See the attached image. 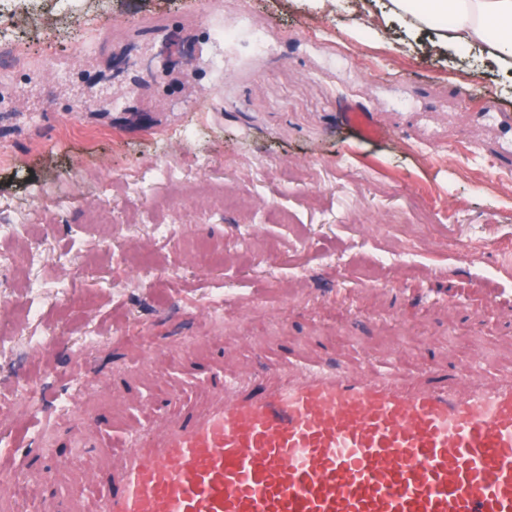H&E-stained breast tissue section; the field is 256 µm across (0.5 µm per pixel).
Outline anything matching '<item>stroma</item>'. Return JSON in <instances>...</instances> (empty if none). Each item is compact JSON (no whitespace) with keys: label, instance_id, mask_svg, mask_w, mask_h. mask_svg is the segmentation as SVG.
<instances>
[{"label":"stroma","instance_id":"1","mask_svg":"<svg viewBox=\"0 0 512 512\" xmlns=\"http://www.w3.org/2000/svg\"><path fill=\"white\" fill-rule=\"evenodd\" d=\"M356 2L222 0L225 42L195 0H0L29 17L0 25L29 59L0 72V475L50 476L0 512H88L163 387L201 405L228 364L512 373V69L406 19L367 40L389 0ZM169 37L193 60L150 81ZM347 103L391 138L351 139ZM78 356L111 389L68 419Z\"/></svg>","mask_w":512,"mask_h":512}]
</instances>
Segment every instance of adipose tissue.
<instances>
[{"mask_svg": "<svg viewBox=\"0 0 512 512\" xmlns=\"http://www.w3.org/2000/svg\"><path fill=\"white\" fill-rule=\"evenodd\" d=\"M389 10L437 32L449 48L482 44L512 65V0H389Z\"/></svg>", "mask_w": 512, "mask_h": 512, "instance_id": "ef3b65f1", "label": "adipose tissue"}]
</instances>
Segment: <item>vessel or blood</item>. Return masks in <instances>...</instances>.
Returning <instances> with one entry per match:
<instances>
[{
	"label": "vessel or blood",
	"mask_w": 512,
	"mask_h": 512,
	"mask_svg": "<svg viewBox=\"0 0 512 512\" xmlns=\"http://www.w3.org/2000/svg\"><path fill=\"white\" fill-rule=\"evenodd\" d=\"M340 117L391 136L358 106ZM100 389L77 376L69 411ZM208 395L131 431L94 512H512V374L267 367Z\"/></svg>",
	"instance_id": "vessel-or-blood-1"
}]
</instances>
